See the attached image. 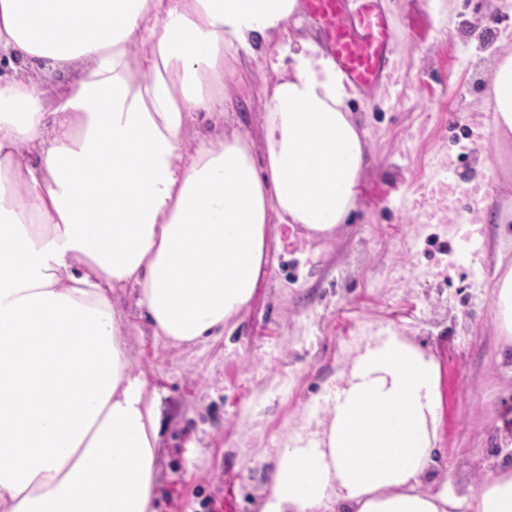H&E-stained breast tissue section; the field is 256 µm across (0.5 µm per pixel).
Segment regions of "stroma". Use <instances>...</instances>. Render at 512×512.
I'll list each match as a JSON object with an SVG mask.
<instances>
[{
  "mask_svg": "<svg viewBox=\"0 0 512 512\" xmlns=\"http://www.w3.org/2000/svg\"><path fill=\"white\" fill-rule=\"evenodd\" d=\"M389 86L358 95L370 150L354 220L327 236L274 224L252 300L202 344L154 335L134 304L128 356L160 409L156 512H256L289 434L325 410L352 349L397 331L438 363L433 482L451 496L512 467V338L493 287L512 268V143L495 141L486 80L512 48V0H384ZM226 128L258 137L257 63L238 51Z\"/></svg>",
  "mask_w": 512,
  "mask_h": 512,
  "instance_id": "obj_1",
  "label": "stroma"
}]
</instances>
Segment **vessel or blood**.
Listing matches in <instances>:
<instances>
[{
    "label": "vessel or blood",
    "instance_id": "b4317fda",
    "mask_svg": "<svg viewBox=\"0 0 512 512\" xmlns=\"http://www.w3.org/2000/svg\"><path fill=\"white\" fill-rule=\"evenodd\" d=\"M305 13L319 24L327 54L351 83L370 92L386 83L394 31L382 0H302Z\"/></svg>",
    "mask_w": 512,
    "mask_h": 512
}]
</instances>
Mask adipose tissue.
<instances>
[{
    "label": "adipose tissue",
    "mask_w": 512,
    "mask_h": 512,
    "mask_svg": "<svg viewBox=\"0 0 512 512\" xmlns=\"http://www.w3.org/2000/svg\"><path fill=\"white\" fill-rule=\"evenodd\" d=\"M299 0H0V512H155L160 414L128 362L117 299L197 344L250 302L268 227L350 223L369 164L356 92ZM258 49L262 138L199 117L230 105L232 47ZM74 71L43 84L36 65ZM512 140V50L491 73ZM434 358L366 338L314 430L288 437L260 512H455L423 491L441 426ZM512 512V469L465 500Z\"/></svg>",
    "instance_id": "ef3b65f1"
}]
</instances>
